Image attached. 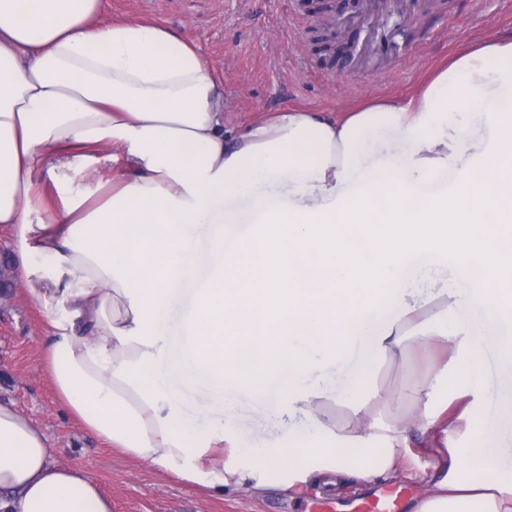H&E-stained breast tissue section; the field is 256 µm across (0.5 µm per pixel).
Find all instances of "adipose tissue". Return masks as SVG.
<instances>
[{"mask_svg": "<svg viewBox=\"0 0 512 512\" xmlns=\"http://www.w3.org/2000/svg\"><path fill=\"white\" fill-rule=\"evenodd\" d=\"M101 10L0 0V226L50 332L44 363L62 406L134 459L258 497L326 473L397 479L410 423H439L448 473L413 512H512L492 431L473 406L456 421L429 402L480 368L461 303L512 359V265L501 263L512 256V39L456 55L408 99L272 112L233 135L191 39L158 23L99 25ZM472 113L494 121L478 143ZM102 145L111 174L70 189ZM39 165L58 191L51 211L32 179ZM281 182L296 198L265 193ZM237 199L246 216L227 209ZM445 266L458 288L408 300L414 270ZM358 334L361 363L331 394L317 378ZM430 349L449 358L413 386L410 422L380 425L374 368ZM190 384L212 399L193 417L182 410ZM244 391L303 413L313 434L241 466L235 434L211 415ZM333 406L347 409L348 433ZM54 455L36 423L0 403V512H112L83 468Z\"/></svg>", "mask_w": 512, "mask_h": 512, "instance_id": "1", "label": "adipose tissue"}]
</instances>
